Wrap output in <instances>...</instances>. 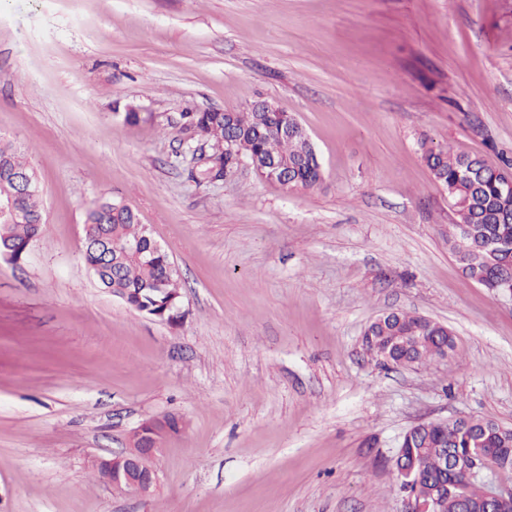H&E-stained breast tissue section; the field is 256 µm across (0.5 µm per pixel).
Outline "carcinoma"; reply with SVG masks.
Here are the masks:
<instances>
[{"mask_svg": "<svg viewBox=\"0 0 512 512\" xmlns=\"http://www.w3.org/2000/svg\"><path fill=\"white\" fill-rule=\"evenodd\" d=\"M187 126L211 137L215 162L202 170V178L223 174L224 141H233L236 154L275 159L293 176V189H311L322 182V166L313 145L299 136H282L283 112H186ZM422 158L433 178L448 190L458 216L448 243L464 274L497 293L512 283V163L490 167L477 157L454 155L421 143ZM34 173L26 155L10 143L0 142V201H12L15 214L0 216V250L16 254L31 247L43 224L40 192H22L11 180L12 172ZM84 241L80 253L85 267L102 288L128 307L159 320L181 306L178 270L168 250L156 247L151 232L139 224L127 205L97 199L86 209ZM368 348L385 362L423 363L438 356L442 347L453 348V334L432 325L420 315L391 312L368 327ZM419 448L412 457H396L398 466L414 467L420 477L419 492L439 491L447 481L443 458L447 451L466 455L471 448L485 449V457L512 469V428L486 419H460L446 425L414 430ZM461 490L444 495L440 512H464L486 506V490L476 481L456 478Z\"/></svg>", "mask_w": 512, "mask_h": 512, "instance_id": "carcinoma-1", "label": "carcinoma"}]
</instances>
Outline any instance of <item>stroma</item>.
<instances>
[{"instance_id":"stroma-1","label":"stroma","mask_w":512,"mask_h":512,"mask_svg":"<svg viewBox=\"0 0 512 512\" xmlns=\"http://www.w3.org/2000/svg\"><path fill=\"white\" fill-rule=\"evenodd\" d=\"M258 99L306 130L318 187L243 161L191 179L211 142L183 113ZM0 139L44 213L26 260L0 258V512H403L408 429L512 428V297L462 274L420 149L512 160V0H0ZM100 197L168 249L178 322L81 262ZM392 310L454 351L381 364L362 336ZM169 414L148 496L100 479Z\"/></svg>"}]
</instances>
